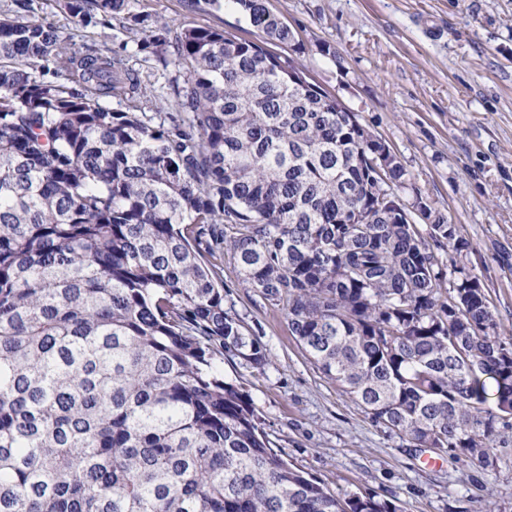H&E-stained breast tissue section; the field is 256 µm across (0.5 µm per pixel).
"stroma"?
Wrapping results in <instances>:
<instances>
[{
  "mask_svg": "<svg viewBox=\"0 0 512 512\" xmlns=\"http://www.w3.org/2000/svg\"><path fill=\"white\" fill-rule=\"evenodd\" d=\"M300 41L272 44L303 65L382 138L421 196L458 225L472 249H438L443 263L479 278L502 335H512V0H268ZM0 17L57 27L73 51L122 57L155 95L173 101L175 43L149 44L158 20L211 26L242 39L260 32L226 0L221 9L185 0H128L120 15L74 24L63 0L32 12L0 0ZM226 305L258 334L271 362L259 370L228 355L225 380L240 384L265 429L295 467L341 495L371 493L400 512H512V431L484 464L439 459L373 422L307 359L283 310L241 288L224 261Z\"/></svg>",
  "mask_w": 512,
  "mask_h": 512,
  "instance_id": "1",
  "label": "stroma"
}]
</instances>
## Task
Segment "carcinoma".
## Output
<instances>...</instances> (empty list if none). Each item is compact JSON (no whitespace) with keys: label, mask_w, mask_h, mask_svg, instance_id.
<instances>
[{"label":"carcinoma","mask_w":512,"mask_h":512,"mask_svg":"<svg viewBox=\"0 0 512 512\" xmlns=\"http://www.w3.org/2000/svg\"><path fill=\"white\" fill-rule=\"evenodd\" d=\"M230 2L263 40L182 29L173 112L146 111L123 59L0 20V512H398L292 467L224 380L226 353L270 363L225 307L226 253L409 447L482 463L512 419V339L434 251L469 241L428 202L425 234L348 223L408 171L372 176L379 137L265 49L292 29L268 0ZM125 6L65 0L85 27ZM51 59L71 77L37 74Z\"/></svg>","instance_id":"carcinoma-1"}]
</instances>
